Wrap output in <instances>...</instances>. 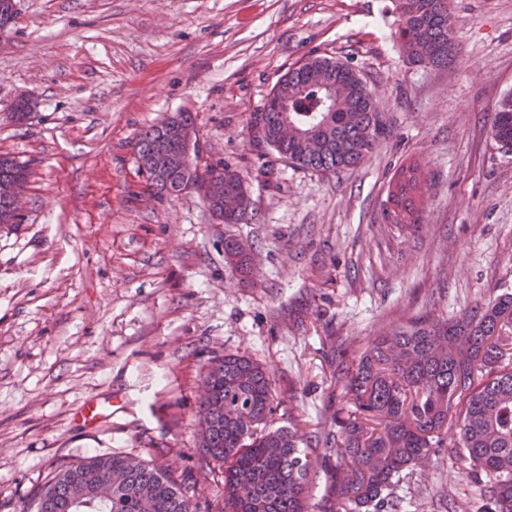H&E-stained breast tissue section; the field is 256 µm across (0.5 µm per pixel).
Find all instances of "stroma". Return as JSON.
<instances>
[{
    "mask_svg": "<svg viewBox=\"0 0 512 512\" xmlns=\"http://www.w3.org/2000/svg\"><path fill=\"white\" fill-rule=\"evenodd\" d=\"M0 42V154L28 163L22 221L0 228V512L91 455H135L220 512L224 467L199 463L213 358L246 356L273 383L271 424L312 435L339 400L336 367L389 326L454 316L512 292V154L491 135L512 93V0H450L457 53L408 64L394 0H14ZM310 56L366 82L387 133L359 166L297 169L249 122ZM32 100L23 124L8 112ZM192 113L201 165L246 179L253 222L221 224L198 190L151 196L137 133ZM420 219L383 218L406 161ZM252 243L255 278L224 264ZM104 412L86 427L88 403ZM397 512H477L453 441L396 477Z\"/></svg>",
    "mask_w": 512,
    "mask_h": 512,
    "instance_id": "stroma-1",
    "label": "stroma"
}]
</instances>
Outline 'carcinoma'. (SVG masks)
Masks as SVG:
<instances>
[{"label": "carcinoma", "instance_id": "carcinoma-1", "mask_svg": "<svg viewBox=\"0 0 512 512\" xmlns=\"http://www.w3.org/2000/svg\"><path fill=\"white\" fill-rule=\"evenodd\" d=\"M394 39L413 65L447 66L455 43L448 0H396ZM140 131L134 158L153 196L166 197L184 179L175 162L159 181L148 166L165 141L178 151V129L194 126L187 112ZM252 140L303 170L330 172L360 165L386 131L362 78L346 63L315 56L289 70L253 114ZM491 133L512 153V94L500 103ZM205 168L196 189L225 224L254 219L243 176L224 163ZM29 171L0 154V185L26 186ZM423 177L402 165L389 186L385 217L415 224ZM10 196L0 192V225L18 224ZM224 264L253 273L252 246L224 237ZM336 411L315 431L330 466L335 501L325 512H393L392 479L435 448L448 430L480 485L483 512H512V293L440 319L418 317L377 336L340 377ZM207 408L198 419L203 461L224 464L221 512H307L310 463L296 427L267 428L272 379L259 363L234 354L215 358L204 380ZM35 512H196L190 487L128 455L86 457L58 472Z\"/></svg>", "mask_w": 512, "mask_h": 512}]
</instances>
